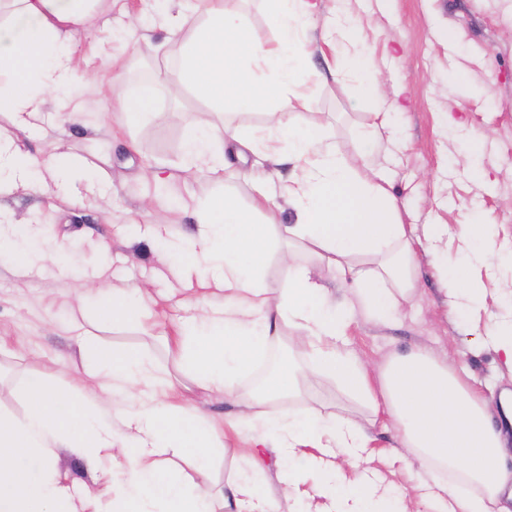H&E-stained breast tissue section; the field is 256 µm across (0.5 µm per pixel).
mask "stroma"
Listing matches in <instances>:
<instances>
[{
  "mask_svg": "<svg viewBox=\"0 0 512 512\" xmlns=\"http://www.w3.org/2000/svg\"><path fill=\"white\" fill-rule=\"evenodd\" d=\"M338 11L359 23L374 65L352 68L338 81L302 70L299 79L314 104L297 119L320 122L349 159L357 155L359 133L367 123V79L376 77L387 96L399 97L403 108L394 114L393 128L383 134L375 157L405 204L403 223L418 231L427 224L447 225L452 259L447 270H440L437 256L420 246L419 294L390 324L353 316L349 346L376 367L392 353L430 349L488 402H496L502 389L512 388V372L493 348H474L471 329L484 324L488 314L512 311V275L471 265L469 257L480 250L482 238L479 234L464 243L457 231L476 224L494 230L498 241L512 240V0H321L316 28L331 27ZM125 22L124 16L105 14L94 33L78 36L79 49L88 72L111 75L113 59H122L123 91L156 81L152 112L129 125L101 83L75 78L54 94L39 116V133L26 146L45 155L64 142L83 169L55 200L23 190L0 197V215L36 229L0 247V412L5 414L24 413L23 386L36 374L67 399L73 377L87 361L73 341L75 327L82 310L99 311L97 289L140 284L152 296L154 312L170 319L193 314L202 297L215 307L224 302L222 292L178 275L180 257L170 244L194 231L196 200L227 191L245 207L253 188L239 165L220 185L201 174L183 181L184 128L198 104L190 97L172 100L165 87L178 47L133 53L125 45ZM478 134L485 135L484 143L475 142ZM99 168L112 173L111 198L90 187ZM149 168L169 175L168 184L147 178ZM147 202L163 216L164 234H156L153 213L143 208ZM59 242L65 251H56ZM25 251L36 254L33 267L15 265V254ZM445 273L482 279L486 310L450 309L440 289ZM92 332L108 347L141 350L161 377L175 380L178 401L198 408L215 426L237 413V405L223 395L199 388L156 332L134 325L115 328L100 319ZM300 400L324 412H353L371 438L375 478L412 490L414 471L398 459L399 437L388 419L374 418L326 376L304 388ZM242 445L241 435L227 432L210 464L207 492L222 491L242 465Z\"/></svg>",
  "mask_w": 512,
  "mask_h": 512,
  "instance_id": "1",
  "label": "stroma"
}]
</instances>
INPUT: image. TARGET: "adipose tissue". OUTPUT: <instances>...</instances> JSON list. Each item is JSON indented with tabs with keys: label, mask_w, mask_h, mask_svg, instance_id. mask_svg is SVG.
Returning a JSON list of instances; mask_svg holds the SVG:
<instances>
[{
	"label": "adipose tissue",
	"mask_w": 512,
	"mask_h": 512,
	"mask_svg": "<svg viewBox=\"0 0 512 512\" xmlns=\"http://www.w3.org/2000/svg\"><path fill=\"white\" fill-rule=\"evenodd\" d=\"M162 27L180 55L170 71L171 94L191 93L208 111H260L265 124L250 134L231 123L190 122L181 170L205 172L223 183L229 156L241 144L256 149L249 170L255 195L243 209L227 194L197 201L198 228L180 246L183 264L205 285L224 293V306L199 302L195 315L177 323L174 346L204 388L240 402L230 425L243 434L244 468L219 498L205 489L208 462L223 435L196 409L170 402L171 387L137 350L97 348L70 392L71 406L40 377L25 386L28 408L20 417L0 413V512H278L263 488L264 461L283 462L279 481L286 497L307 502L306 512H384L399 501L411 512L406 491H392L360 476L353 490L336 487V463L358 469L370 463V438L349 413L323 414L302 406L262 416L256 407L285 400L299 387L295 365L283 363L267 380L239 390L258 358L291 331L310 376L335 378L345 391L385 415L401 434L399 458L415 466L434 512H512V437L492 424L481 393L449 370L436 354L414 348L371 368L346 341L354 313L393 318L418 289L417 245L411 226L399 220L400 202L388 189L372 145L391 123L394 102L376 84L366 89L367 132L354 161L328 141L322 125H300L285 110L312 108L298 72L315 53H325L331 78L347 75L349 55H362L359 29L337 20L334 34L310 24L317 0H265L272 41L246 24L234 0H166ZM112 0H0V193L18 188L44 196L66 185L74 168L66 153L37 156L19 136L33 133L47 100L80 73L76 38L92 32ZM291 163L287 179L267 168ZM286 201L290 224L275 221ZM288 277L286 288L266 285L270 265ZM346 283L334 294L329 284ZM113 326L143 324L151 313L144 288L101 289ZM94 384L95 400L81 397ZM178 448L195 463L182 478L168 453ZM83 459L107 498L88 497L65 484L59 450Z\"/></svg>",
	"instance_id": "1"
}]
</instances>
